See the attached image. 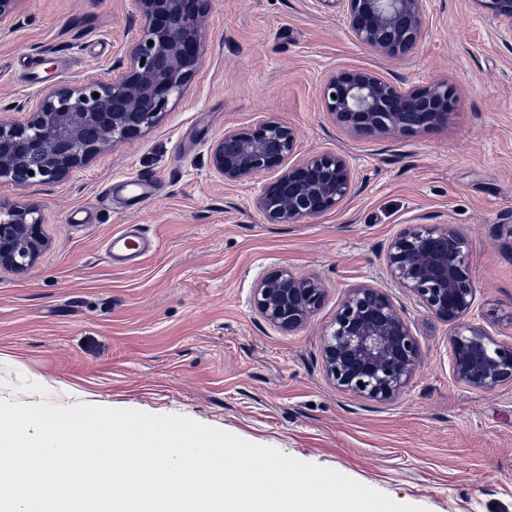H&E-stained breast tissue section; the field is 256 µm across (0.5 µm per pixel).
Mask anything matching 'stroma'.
I'll return each mask as SVG.
<instances>
[{"label": "stroma", "instance_id": "1", "mask_svg": "<svg viewBox=\"0 0 512 512\" xmlns=\"http://www.w3.org/2000/svg\"><path fill=\"white\" fill-rule=\"evenodd\" d=\"M138 30L134 0H21L0 32V107L109 76ZM206 31L201 69L151 131L60 182L0 185L1 205L22 195L38 207L49 240L28 270L0 268V396L181 414L427 512H512V385L481 392L454 379L453 325L397 290L422 361L388 404L337 390L321 356L347 286L390 285L386 246L409 224L464 232L475 310L494 311L490 331L512 344V41L475 0H431L418 44L400 56L360 45L343 14L314 0H214ZM339 69L447 81L453 117L397 141L350 135L322 103ZM268 117L299 153L351 155L352 197L270 224L253 204L263 177L225 186L211 146ZM134 226L153 247L132 264L108 260L106 244ZM278 267L328 290L294 332L253 303Z\"/></svg>", "mask_w": 512, "mask_h": 512}]
</instances>
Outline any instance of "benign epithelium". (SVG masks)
Wrapping results in <instances>:
<instances>
[{
	"label": "benign epithelium",
	"mask_w": 512,
	"mask_h": 512,
	"mask_svg": "<svg viewBox=\"0 0 512 512\" xmlns=\"http://www.w3.org/2000/svg\"><path fill=\"white\" fill-rule=\"evenodd\" d=\"M318 2L344 14L359 44L387 55L412 50L426 25L427 0ZM475 2L497 33L512 39V0ZM136 7L141 32L126 46L116 76L51 83L35 98L0 109V185L57 181L156 127L183 94L203 62L212 0H136ZM322 97L326 112L347 133L398 140L447 123L456 89L445 81L411 85L371 70L341 69L327 77ZM296 151L288 127L267 118L225 131L209 163L227 185L269 178L254 198L256 209L270 224H296L339 207L356 180L342 152H309L293 162ZM42 224L40 210L25 199L0 206V268L20 273L35 263L47 246ZM386 259L392 282L429 317L455 326L449 347L455 379L477 391L512 385V344L486 327L493 312L467 320L476 301L467 237L447 224H411L391 239ZM326 297L318 277L282 267L259 281L254 307L271 325L291 332L306 326ZM321 355L325 375L338 390L387 404L408 387L422 347L390 289L361 282L350 285L337 305Z\"/></svg>",
	"instance_id": "benign-epithelium-1"
}]
</instances>
